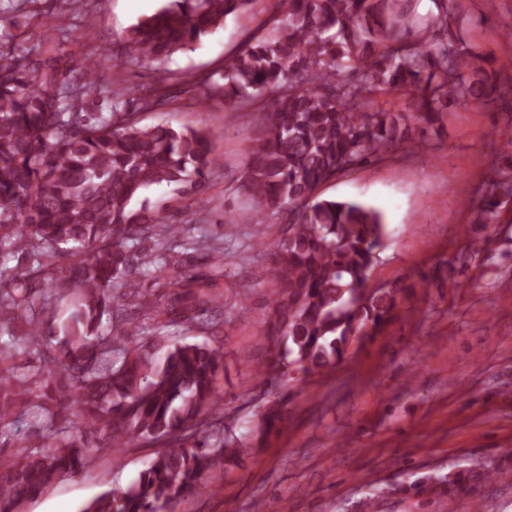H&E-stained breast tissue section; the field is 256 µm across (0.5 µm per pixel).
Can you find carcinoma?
Listing matches in <instances>:
<instances>
[{
    "mask_svg": "<svg viewBox=\"0 0 512 512\" xmlns=\"http://www.w3.org/2000/svg\"><path fill=\"white\" fill-rule=\"evenodd\" d=\"M44 0L50 22L40 44L0 45V512L24 506L92 463L85 435L114 448L160 446L137 481L114 486L83 512H174L243 448L213 414L224 353L170 343L172 327L217 326L224 242H202L210 270L179 269L180 228L168 206L140 200L156 186L186 197L220 166L204 129L142 126L136 114L169 105L166 79L138 99L107 88L100 62L67 60L55 32L66 23ZM249 0H163L122 35L127 57L160 66L192 50ZM278 0L267 34L248 36L206 93L224 111L250 108L257 136L237 191L255 218L278 220L263 250L276 289L263 334L267 379L330 371L357 339L392 322L402 287L369 285L387 235L382 214L357 201L321 199V185L438 133L452 104L476 102L508 114L498 128L509 161L495 169L474 223L497 224L512 201V77L501 78L467 39L459 0ZM415 100L414 112L376 106L380 96ZM152 266L163 292L128 287ZM38 419L44 441L18 432ZM288 413L264 406L259 435L278 434Z\"/></svg>",
    "mask_w": 512,
    "mask_h": 512,
    "instance_id": "cac0c4a2",
    "label": "carcinoma"
}]
</instances>
